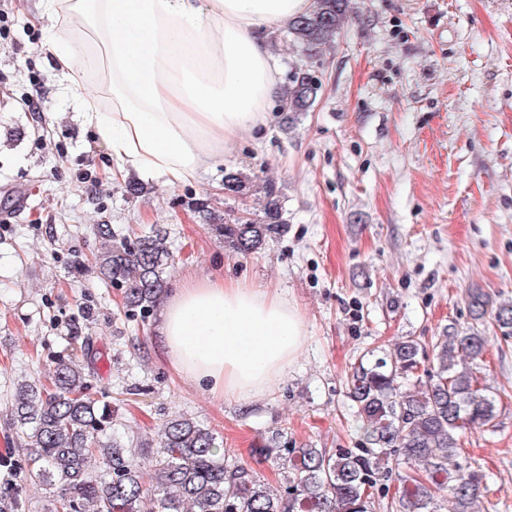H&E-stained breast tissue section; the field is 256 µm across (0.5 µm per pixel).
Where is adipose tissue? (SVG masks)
I'll list each match as a JSON object with an SVG mask.
<instances>
[{"instance_id":"adipose-tissue-1","label":"adipose tissue","mask_w":512,"mask_h":512,"mask_svg":"<svg viewBox=\"0 0 512 512\" xmlns=\"http://www.w3.org/2000/svg\"><path fill=\"white\" fill-rule=\"evenodd\" d=\"M312 0H41L34 24L60 15L82 21L96 45L79 53L55 34L44 45L76 91L83 119L106 143L118 173L200 180L237 138L263 125L276 92L271 32L308 12ZM105 69L109 85L89 81ZM112 109L102 112L103 91ZM165 358L192 383L244 402L288 370L306 326L276 289L220 276L184 283L159 325Z\"/></svg>"}]
</instances>
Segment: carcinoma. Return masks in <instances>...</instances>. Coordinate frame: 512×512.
<instances>
[{
  "mask_svg": "<svg viewBox=\"0 0 512 512\" xmlns=\"http://www.w3.org/2000/svg\"><path fill=\"white\" fill-rule=\"evenodd\" d=\"M351 12L350 0H313L309 12L288 23L286 43L310 59L321 57ZM320 89L312 70L290 73L278 93L282 131L294 130ZM257 195L261 210L242 221H227L206 200L187 206L225 246L246 256L287 231L282 193L272 180L224 171V196ZM95 235L103 281L123 289L127 310L150 313L168 288V228L156 224L120 236L99 224ZM468 303L475 319L489 314L501 335L512 337V300L494 303L472 291ZM485 346L474 330H455L433 346L427 364L421 344L407 336L385 356L359 363L348 386L363 446L288 448L276 436L266 439L255 453L281 468L276 487L217 451L215 434L192 418L166 420L154 448L107 435L112 409L95 398L85 368L66 359L54 366L51 385H18L10 421L27 450L25 481L57 487L46 512H372L375 491L391 492L380 482L393 472V512H473L483 475L460 460L459 442L498 417L496 395L481 385ZM144 452L155 461L147 476L137 462ZM436 488L446 491L440 501ZM28 510L26 488L7 483L0 512Z\"/></svg>",
  "mask_w": 512,
  "mask_h": 512,
  "instance_id": "cac0c4a2",
  "label": "carcinoma"
}]
</instances>
